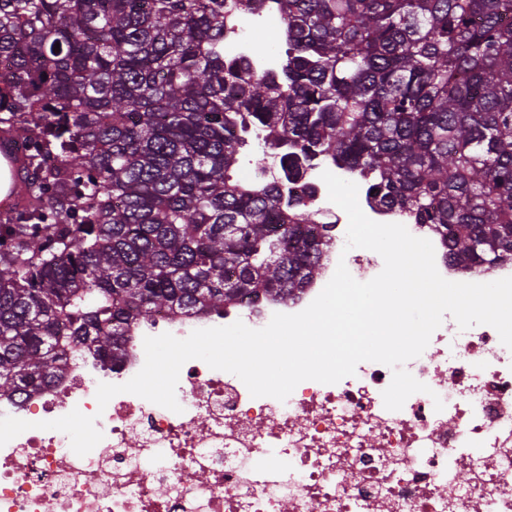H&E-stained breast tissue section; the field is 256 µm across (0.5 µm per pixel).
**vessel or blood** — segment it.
<instances>
[{
    "label": "vessel or blood",
    "mask_w": 512,
    "mask_h": 512,
    "mask_svg": "<svg viewBox=\"0 0 512 512\" xmlns=\"http://www.w3.org/2000/svg\"><path fill=\"white\" fill-rule=\"evenodd\" d=\"M33 205L29 155L17 130L0 131V221Z\"/></svg>",
    "instance_id": "obj_1"
}]
</instances>
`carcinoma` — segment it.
Wrapping results in <instances>:
<instances>
[{
  "instance_id": "obj_1",
  "label": "carcinoma",
  "mask_w": 512,
  "mask_h": 512,
  "mask_svg": "<svg viewBox=\"0 0 512 512\" xmlns=\"http://www.w3.org/2000/svg\"><path fill=\"white\" fill-rule=\"evenodd\" d=\"M225 0H0V125L39 202L0 224V399L166 309L292 299L333 225L235 175L328 160L466 273L512 261V0H278V75L224 60ZM60 44V51L54 45Z\"/></svg>"
}]
</instances>
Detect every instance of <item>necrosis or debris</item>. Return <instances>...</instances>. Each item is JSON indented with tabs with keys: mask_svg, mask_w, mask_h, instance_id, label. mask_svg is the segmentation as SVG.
<instances>
[{
	"mask_svg": "<svg viewBox=\"0 0 512 512\" xmlns=\"http://www.w3.org/2000/svg\"><path fill=\"white\" fill-rule=\"evenodd\" d=\"M280 19L274 0L246 14L225 8V59L277 74L280 52L253 35ZM324 169L306 170V202L334 220L333 245L293 300L249 299L220 316L157 313L131 329L118 366L78 352L49 388L0 400V416L33 424L0 447V512H512V350L488 325L463 331L445 317L405 365L430 391L398 411L384 406L392 371L381 363L362 362L335 384L303 381L282 402L252 397L237 376L198 359L180 371L181 412L130 393L99 408V383H125L143 367L145 337L182 339L238 320L260 329L274 313L304 310L338 262L363 282L382 271L376 252L343 256L348 217L329 201ZM75 409L103 434L82 457L66 433L38 427Z\"/></svg>",
	"mask_w": 512,
	"mask_h": 512,
	"instance_id": "4bbe7bcc",
	"label": "necrosis or debris"
}]
</instances>
